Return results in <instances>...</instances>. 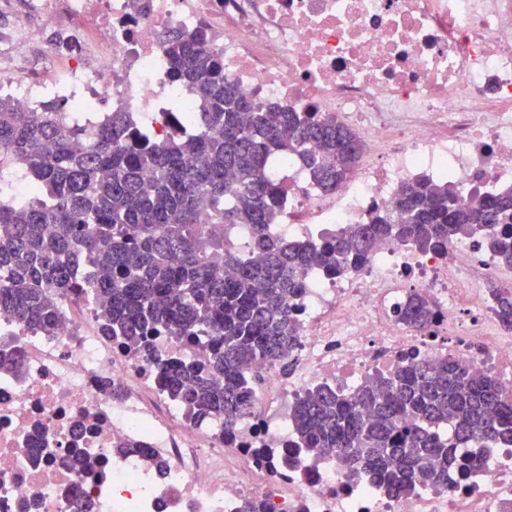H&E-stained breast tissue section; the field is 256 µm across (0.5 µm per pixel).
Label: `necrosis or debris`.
I'll list each match as a JSON object with an SVG mask.
<instances>
[{"instance_id":"obj_1","label":"necrosis or debris","mask_w":512,"mask_h":512,"mask_svg":"<svg viewBox=\"0 0 512 512\" xmlns=\"http://www.w3.org/2000/svg\"><path fill=\"white\" fill-rule=\"evenodd\" d=\"M1 14L0 103H62L66 126L79 112H161L185 131L202 103L167 75L169 30L206 31L249 98L336 116L361 153L335 191L294 153L266 163L284 190L282 242L400 219V186L422 178L464 198L512 191V0H0ZM488 280L512 291V267L467 239L439 252L386 243L342 275H312L293 302L289 367L254 364L260 415L228 433L191 419L155 370L210 346L158 336L129 352L102 334L93 301L72 296L49 331L0 315V512H512V448L463 449L466 475L405 496L292 445L298 397L353 392L406 351L512 391V335ZM413 295L434 310L428 330L395 315ZM122 442L131 453L115 454Z\"/></svg>"}]
</instances>
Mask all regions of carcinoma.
I'll return each mask as SVG.
<instances>
[{"mask_svg": "<svg viewBox=\"0 0 512 512\" xmlns=\"http://www.w3.org/2000/svg\"><path fill=\"white\" fill-rule=\"evenodd\" d=\"M167 66L205 105L191 132L160 138L127 112H114L86 149L88 131L68 127L48 105L36 115L0 105V157L42 198L34 203L0 180V313L49 328L58 297L86 288L100 302L101 331L131 350L156 336L207 342L213 354L159 366L158 380L197 419L230 432L259 415L258 360L286 365L299 343L291 299L311 271L336 276L363 264L382 242L439 249L479 236L512 262V193L475 192L464 201L451 182L404 184L397 222L378 214L334 236L286 246L267 234L280 220L282 193L265 175L273 151L298 153L317 186L330 190L354 168L359 143L331 116L261 104L224 78V60L201 38L166 36ZM209 214L211 229L199 223ZM250 224L258 263L224 241V226ZM512 330V293L495 291ZM396 316L426 329L430 303L415 296ZM294 432L306 450L333 448L355 473L379 475L405 493L465 470L460 446L512 445V396L467 364L408 354L355 393L320 387L298 398ZM452 424L455 437L439 434Z\"/></svg>", "mask_w": 512, "mask_h": 512, "instance_id": "carcinoma-1", "label": "carcinoma"}]
</instances>
